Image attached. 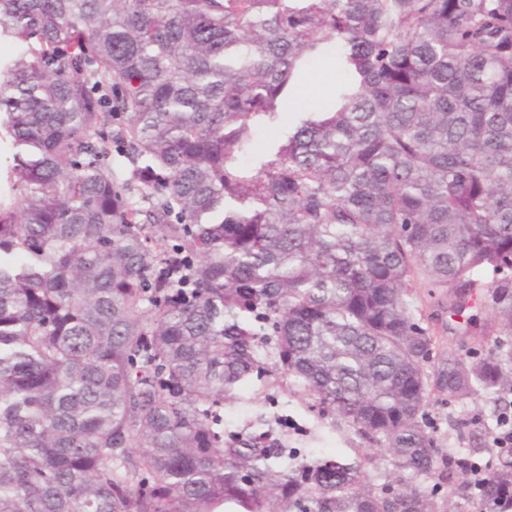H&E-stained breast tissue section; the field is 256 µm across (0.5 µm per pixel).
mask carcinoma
Returning a JSON list of instances; mask_svg holds the SVG:
<instances>
[{"label": "carcinoma", "mask_w": 512, "mask_h": 512, "mask_svg": "<svg viewBox=\"0 0 512 512\" xmlns=\"http://www.w3.org/2000/svg\"><path fill=\"white\" fill-rule=\"evenodd\" d=\"M2 42L0 512H436L474 471L512 512V449L426 411L511 410L509 355L410 302L512 335V0H0ZM330 57L334 106L254 150ZM256 383L437 482L229 426ZM428 288L422 279L415 283L413 302L415 308L421 310L426 317L430 319L425 324L431 327L434 331V336H437V353L444 352L456 353L464 355L471 348L480 350H496L495 336L496 331L488 330L486 336H474L473 334L465 332V326L459 318L456 321L461 323L448 321V300L443 299L446 308L443 309L438 306L435 299H430L427 295ZM443 398L433 399L427 407L429 418L435 426L433 436L437 448H441L444 453L453 448H493V445L494 448H512L511 417L498 419V433L493 440L496 424L491 416V402L479 399L462 405L448 402L446 396ZM448 419L466 423L463 438L459 437L456 430L448 428Z\"/></svg>", "instance_id": "carcinoma-1"}]
</instances>
